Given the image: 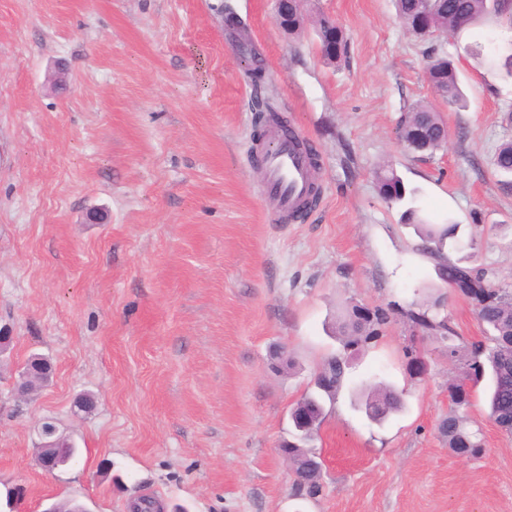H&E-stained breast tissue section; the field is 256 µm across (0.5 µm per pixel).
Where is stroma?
Returning <instances> with one entry per match:
<instances>
[{
	"instance_id": "obj_1",
	"label": "stroma",
	"mask_w": 512,
	"mask_h": 512,
	"mask_svg": "<svg viewBox=\"0 0 512 512\" xmlns=\"http://www.w3.org/2000/svg\"><path fill=\"white\" fill-rule=\"evenodd\" d=\"M276 0H0V512H512V435L466 410L485 454L454 453L448 353L406 316L438 307L464 341L483 338L470 299L438 279L376 171L392 165L436 219L459 224L449 258L512 288V186L493 166L512 139V79L499 67L512 26L490 14L448 40L421 41L392 0H307L298 35ZM241 22L266 92L317 154L318 204L277 224L253 153L252 85L226 13ZM347 39L321 59L314 19ZM453 56L467 105L426 75ZM65 70L66 84L53 77ZM449 132L434 155L406 152L397 125L417 104ZM389 314L352 351L347 381L312 442L321 490L297 496L278 445L289 412L340 348L352 305ZM285 351L294 367L272 375ZM34 354L48 386H13ZM401 393L383 423L354 405L365 381ZM93 394L95 409L76 398ZM55 418L78 457L54 472L36 432Z\"/></svg>"
}]
</instances>
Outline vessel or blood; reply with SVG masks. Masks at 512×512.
Wrapping results in <instances>:
<instances>
[{"label": "vessel or blood", "mask_w": 512, "mask_h": 512, "mask_svg": "<svg viewBox=\"0 0 512 512\" xmlns=\"http://www.w3.org/2000/svg\"><path fill=\"white\" fill-rule=\"evenodd\" d=\"M272 147L264 154L265 186L280 214L293 220L311 193V160L294 138L272 132Z\"/></svg>", "instance_id": "obj_1"}]
</instances>
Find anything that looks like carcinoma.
<instances>
[{
  "instance_id": "obj_1",
  "label": "carcinoma",
  "mask_w": 512,
  "mask_h": 512,
  "mask_svg": "<svg viewBox=\"0 0 512 512\" xmlns=\"http://www.w3.org/2000/svg\"><path fill=\"white\" fill-rule=\"evenodd\" d=\"M393 4L405 31L413 37H423L415 28L416 0H393ZM491 12L506 17L512 23V0H450L448 13L436 15L435 24L442 31L453 35L478 23ZM243 61L248 67L254 88L255 106L260 109L264 106L260 97L264 79L252 58L245 56ZM427 72L432 84L442 92L448 107L462 104L463 93L457 71L448 56L430 58ZM443 128L436 110L427 105H418L402 121L398 137L405 151L431 155L446 143ZM494 166L501 175L512 174V139H506L499 145ZM378 183L381 196L386 202L407 206L404 216L412 220L422 233V239L427 243V253L435 260V270L448 287L467 297L483 286L488 287L490 292V296L483 301L472 299L478 318L488 326V335L477 341L466 342L461 339L447 318L437 312L421 307L407 312L415 325L447 344L449 363H463L462 377L448 380V399L453 410L440 425V431L448 437V447L454 451L480 455L485 452V448L477 433L467 429L466 418L460 411L469 408L475 389L487 376L490 378L486 389L488 418L502 431L512 434V289L500 287L460 260L448 259L445 249L448 241L457 236L458 225L449 222L431 224L422 217L416 206L417 190L406 188L393 167L387 165L381 168ZM387 322L388 313L377 308L368 320L361 321L356 315L348 313L337 323L338 333L342 336V350L330 355L323 365L324 372L330 374L332 385L328 389L317 385L315 391L302 398L317 416H322L324 412V400H333L344 385L348 350L377 339L382 335ZM363 405L367 416L380 422L401 411L403 401L393 389L376 385L365 396Z\"/></svg>"
}]
</instances>
